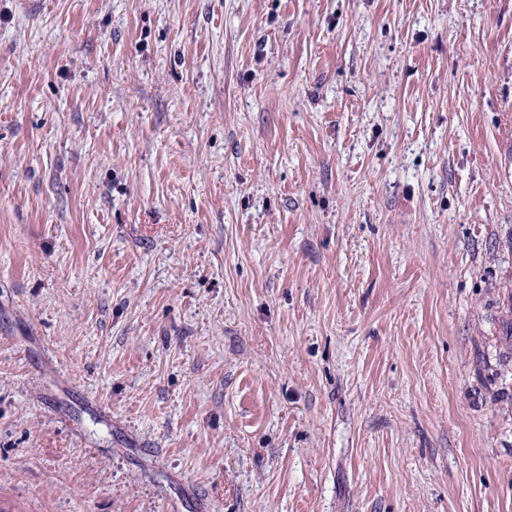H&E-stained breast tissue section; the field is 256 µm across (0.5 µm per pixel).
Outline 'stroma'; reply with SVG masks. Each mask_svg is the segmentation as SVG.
<instances>
[{
	"label": "stroma",
	"mask_w": 512,
	"mask_h": 512,
	"mask_svg": "<svg viewBox=\"0 0 512 512\" xmlns=\"http://www.w3.org/2000/svg\"><path fill=\"white\" fill-rule=\"evenodd\" d=\"M512 0H0V512H512Z\"/></svg>",
	"instance_id": "35a3bbf8"
}]
</instances>
